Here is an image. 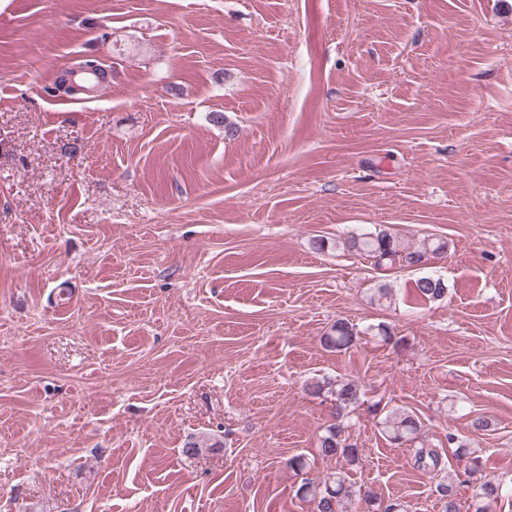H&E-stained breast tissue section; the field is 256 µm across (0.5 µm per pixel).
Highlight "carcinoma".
<instances>
[{
	"mask_svg": "<svg viewBox=\"0 0 512 512\" xmlns=\"http://www.w3.org/2000/svg\"><path fill=\"white\" fill-rule=\"evenodd\" d=\"M342 246L349 252L356 254L371 262L379 270H391L397 267H417L430 256L444 254L448 251V242L427 240L413 250L399 248L397 239L386 231L377 233L353 234L342 241ZM418 294L429 300H438L444 297L445 287L440 279L421 277L415 283ZM357 336L353 326L344 319H338L331 326L330 331L323 336L325 347L341 352L349 349ZM308 391L314 394L328 392L336 402V422L329 425L320 439V450L324 456H340L353 463L358 458V448L348 442L345 436L347 429L346 418L351 406L359 402L360 388L353 380L332 381L328 378L312 380L306 384ZM382 433L393 445L418 443L411 449L417 468L434 472L444 465L442 454L437 448L420 438L421 422L411 411L393 408L389 410L381 421ZM455 455L467 459L465 470L479 472L482 470L480 456L471 451L466 445L460 443L455 449ZM461 481V472L453 470L448 472L447 478L438 485L441 496L442 512H460L461 504L458 498ZM501 491L500 484L486 480L480 484L478 492L472 497L467 512H487L486 503L496 499ZM298 494L313 500L315 512H349L348 503L355 496H363L371 508H379L378 498L370 492L357 489L347 481L343 472L331 474L323 486L303 479Z\"/></svg>",
	"mask_w": 512,
	"mask_h": 512,
	"instance_id": "carcinoma-1",
	"label": "carcinoma"
}]
</instances>
